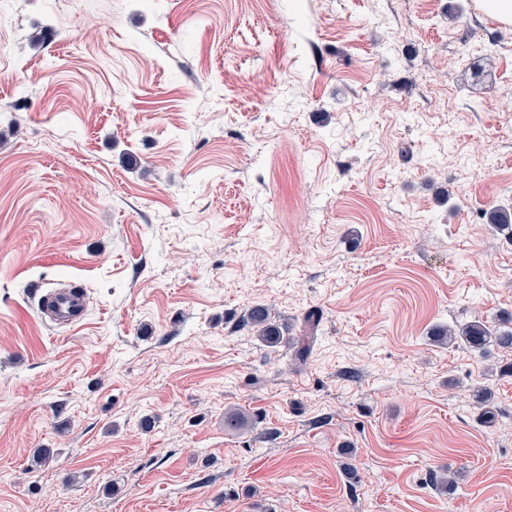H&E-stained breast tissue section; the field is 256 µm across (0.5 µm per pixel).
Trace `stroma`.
Wrapping results in <instances>:
<instances>
[{"label":"stroma","instance_id":"obj_1","mask_svg":"<svg viewBox=\"0 0 512 512\" xmlns=\"http://www.w3.org/2000/svg\"><path fill=\"white\" fill-rule=\"evenodd\" d=\"M499 205L473 0H0V512H512ZM38 312L45 322L56 327L71 328L87 316L88 302L85 291L72 285L44 288ZM244 325H250L256 329L260 340L268 347H276L281 340V331L278 325L272 320L270 309L260 303L249 307L242 318ZM433 336L448 344L460 338L471 350L480 353L493 346L512 350V318L492 325L478 317L459 328H442Z\"/></svg>","mask_w":512,"mask_h":512}]
</instances>
